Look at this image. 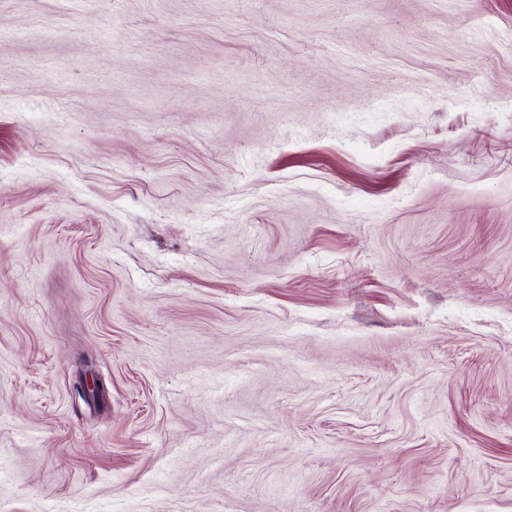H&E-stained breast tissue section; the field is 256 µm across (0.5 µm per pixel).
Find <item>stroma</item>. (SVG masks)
I'll return each mask as SVG.
<instances>
[{
    "mask_svg": "<svg viewBox=\"0 0 512 512\" xmlns=\"http://www.w3.org/2000/svg\"><path fill=\"white\" fill-rule=\"evenodd\" d=\"M0 512H512V0H0Z\"/></svg>",
    "mask_w": 512,
    "mask_h": 512,
    "instance_id": "1",
    "label": "stroma"
}]
</instances>
